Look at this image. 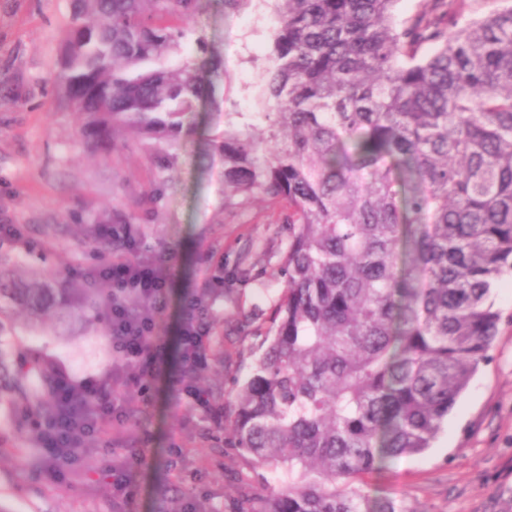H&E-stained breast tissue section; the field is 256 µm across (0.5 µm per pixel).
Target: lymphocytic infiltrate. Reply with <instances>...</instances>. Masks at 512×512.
<instances>
[{
	"label": "lymphocytic infiltrate",
	"instance_id": "1",
	"mask_svg": "<svg viewBox=\"0 0 512 512\" xmlns=\"http://www.w3.org/2000/svg\"><path fill=\"white\" fill-rule=\"evenodd\" d=\"M99 235L121 244L107 264L88 273L91 281L112 286L108 318L112 351L123 365L135 368L137 377L162 374L167 370V358L158 315L165 306L168 270L160 260L132 259L139 241L131 225H103ZM186 307L191 316L185 321L180 338L182 368L172 384L189 393L193 390V374L206 348L208 328L197 315L201 308L198 297H188ZM103 388L100 382L77 386L61 378L54 380L50 388L53 410L39 428L40 440L50 451L52 460L71 457L89 436H105L110 427L125 421L127 411L123 405L97 402L96 396Z\"/></svg>",
	"mask_w": 512,
	"mask_h": 512
}]
</instances>
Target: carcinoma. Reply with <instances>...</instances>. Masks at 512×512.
Here are the masks:
<instances>
[{
	"instance_id": "obj_1",
	"label": "carcinoma",
	"mask_w": 512,
	"mask_h": 512,
	"mask_svg": "<svg viewBox=\"0 0 512 512\" xmlns=\"http://www.w3.org/2000/svg\"><path fill=\"white\" fill-rule=\"evenodd\" d=\"M59 80L87 147L133 127L175 136L221 76L197 54L175 66L203 0H78ZM273 0L260 73L265 125L231 112L214 139L225 192L288 209L284 294L262 352L226 406L227 444L279 469L288 487L245 488L241 512H416L359 484L431 447L486 360L512 273V3ZM86 229L100 257L113 242ZM18 275L0 250V317L30 326L104 320L112 293ZM0 354V401L33 421L53 375L37 355Z\"/></svg>"
}]
</instances>
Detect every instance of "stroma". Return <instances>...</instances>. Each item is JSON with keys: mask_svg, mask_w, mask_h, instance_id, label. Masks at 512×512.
<instances>
[{"mask_svg": "<svg viewBox=\"0 0 512 512\" xmlns=\"http://www.w3.org/2000/svg\"><path fill=\"white\" fill-rule=\"evenodd\" d=\"M76 9L75 0H0V224L24 229L26 242L15 249L23 269L64 281L98 264L79 243L88 224L135 225L139 257L165 255L172 271L162 314L168 373L138 386L111 382L107 328L62 334L51 320L32 328L23 312L11 311L16 333L0 341L1 352L35 351L73 383L109 379L107 394L125 404L128 417L111 431V447L87 438L78 461L55 481L35 427L0 401V512H238L243 484L287 487L281 471L249 465L225 447L224 415L228 392L246 376L281 297L276 271L288 227L280 207L226 196L224 156L211 141L228 113L256 111L276 16L268 5L229 14L204 5L188 25L191 38L168 62L194 54L195 36H204L221 63L222 101L188 114L195 131L174 142L118 129L107 154L81 143L55 80ZM48 224L56 228L50 238L42 232ZM201 292L210 338L194 383L208 396L204 404L169 389L181 369L184 301ZM492 300L501 314L498 334L431 448L367 476L365 494L417 512H512V275L502 276ZM116 448L142 456L120 497L112 488Z\"/></svg>", "mask_w": 512, "mask_h": 512, "instance_id": "35a3bbf8", "label": "stroma"}]
</instances>
